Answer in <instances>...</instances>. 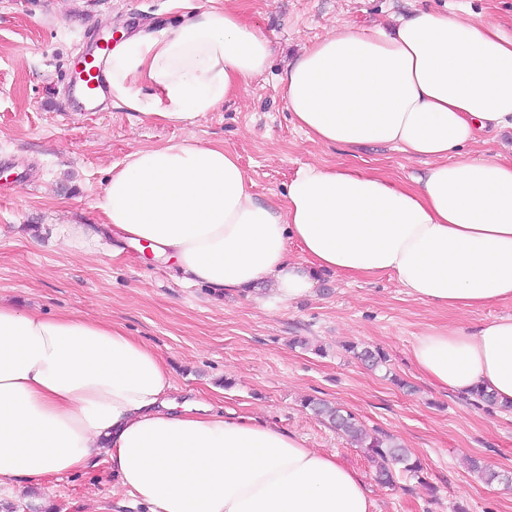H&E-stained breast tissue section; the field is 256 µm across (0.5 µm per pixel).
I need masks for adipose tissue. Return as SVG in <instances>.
<instances>
[{
    "label": "adipose tissue",
    "mask_w": 512,
    "mask_h": 512,
    "mask_svg": "<svg viewBox=\"0 0 512 512\" xmlns=\"http://www.w3.org/2000/svg\"><path fill=\"white\" fill-rule=\"evenodd\" d=\"M270 58L242 0L191 6L113 47L108 92L186 130ZM280 82L311 139L390 145L423 173L409 184L310 163L281 200L261 201L233 153L185 137L130 152L96 203L102 224L65 225L61 244L90 252L113 236L184 283L238 292L269 280L283 302L311 294L321 271L387 273L445 309L512 300V156L461 154L485 130H512V30L429 12L390 32L337 26ZM411 354L437 387L512 401V316L429 329ZM172 387L160 354L122 325L0 300V487L103 464L149 512H375L335 456L259 418L176 402Z\"/></svg>",
    "instance_id": "obj_1"
}]
</instances>
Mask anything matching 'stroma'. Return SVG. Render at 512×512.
<instances>
[{
	"mask_svg": "<svg viewBox=\"0 0 512 512\" xmlns=\"http://www.w3.org/2000/svg\"><path fill=\"white\" fill-rule=\"evenodd\" d=\"M249 22L274 48L267 71L249 79L184 131L114 104L66 112L67 66L88 50L86 20L104 31L159 29L177 0H0V155L29 167L32 182L0 169V298L45 313L69 311L122 325L154 347L173 373V398L220 401L227 415L255 416L303 437L356 471L375 512H512V413L434 387L411 350L433 327L473 329L512 316V301L459 311L427 304L383 273L347 280L316 276L311 295L279 302L272 282L219 294L180 281L168 265L145 264L119 241L96 252L60 247L58 224H97L94 204L112 170L140 147L191 136L233 152L263 198L282 197L308 163L375 169L410 181L424 164L388 145L355 150L314 142L298 129L278 82L282 71L333 27L393 30L420 10H467L512 25V0H243ZM383 350L372 369L349 345ZM316 397L353 412L369 433L393 436L420 461L419 477L394 485L327 422L303 408ZM480 472H473L471 462ZM493 471L498 481L481 479ZM0 512H147L104 468L51 477L21 495H0Z\"/></svg>",
	"mask_w": 512,
	"mask_h": 512,
	"instance_id": "stroma-1",
	"label": "stroma"
}]
</instances>
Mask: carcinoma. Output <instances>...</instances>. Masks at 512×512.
I'll list each match as a JSON object with an SVG mask.
<instances>
[{
  "label": "carcinoma",
  "mask_w": 512,
  "mask_h": 512,
  "mask_svg": "<svg viewBox=\"0 0 512 512\" xmlns=\"http://www.w3.org/2000/svg\"><path fill=\"white\" fill-rule=\"evenodd\" d=\"M304 407L326 419L336 430L352 438L367 449L369 457L379 465L378 479L386 484L393 482V468L399 466L405 472L421 471L419 461L413 459L407 449L391 438L364 437L355 416L321 399H308Z\"/></svg>",
  "instance_id": "cac0c4a2"
}]
</instances>
